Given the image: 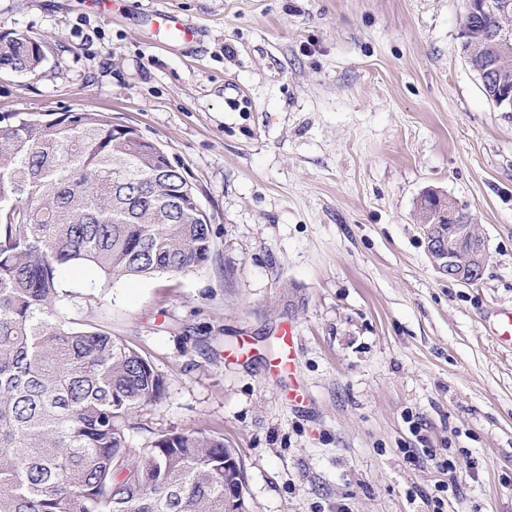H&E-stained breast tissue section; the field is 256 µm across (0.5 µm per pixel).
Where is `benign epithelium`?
<instances>
[{
	"label": "benign epithelium",
	"instance_id": "7a95c632",
	"mask_svg": "<svg viewBox=\"0 0 512 512\" xmlns=\"http://www.w3.org/2000/svg\"><path fill=\"white\" fill-rule=\"evenodd\" d=\"M502 8L499 0H468L467 16L469 23L496 12ZM468 23L463 24L460 30V53L467 63L472 65V70L481 81L490 77L494 79L499 99L498 107H512V68L505 71L497 66L488 70L480 63L474 62L473 45L469 43L467 33ZM481 45L485 55L496 61L512 58V28H491L483 33ZM436 205H430L426 200H421L419 208L420 225L423 233L429 234L430 228L437 223L439 217L454 222L457 212L460 211L457 203L447 197L435 195ZM443 257L435 261L437 269L461 284L471 283L475 270L484 268L488 260V251L484 237L479 233L477 225L466 222L459 226L457 235L447 237L441 243Z\"/></svg>",
	"mask_w": 512,
	"mask_h": 512
}]
</instances>
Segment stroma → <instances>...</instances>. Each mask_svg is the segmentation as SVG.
Returning <instances> with one entry per match:
<instances>
[{
	"instance_id": "1",
	"label": "stroma",
	"mask_w": 512,
	"mask_h": 512,
	"mask_svg": "<svg viewBox=\"0 0 512 512\" xmlns=\"http://www.w3.org/2000/svg\"><path fill=\"white\" fill-rule=\"evenodd\" d=\"M465 3L0 0V34L49 38L38 74L0 71V117L110 113L210 217L203 269L63 276L61 314L165 381L128 447L223 437L249 512H512V351L485 327L512 308V112L459 54ZM155 9L198 40H153ZM431 190L479 226L476 284L434 266L417 219ZM286 323L289 380L269 367Z\"/></svg>"
}]
</instances>
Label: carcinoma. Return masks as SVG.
Listing matches in <instances>:
<instances>
[{
	"label": "carcinoma",
	"mask_w": 512,
	"mask_h": 512,
	"mask_svg": "<svg viewBox=\"0 0 512 512\" xmlns=\"http://www.w3.org/2000/svg\"><path fill=\"white\" fill-rule=\"evenodd\" d=\"M45 42L0 34V69L35 75ZM105 112L0 126V512H248L224 438L125 446L163 378L122 339L62 319L66 268L109 279L204 268L211 225L179 166L112 132Z\"/></svg>",
	"instance_id": "carcinoma-1"
}]
</instances>
